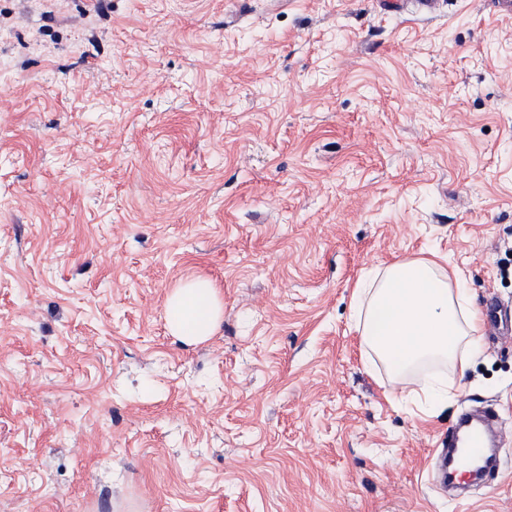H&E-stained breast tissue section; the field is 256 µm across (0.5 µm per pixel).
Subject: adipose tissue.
<instances>
[{"mask_svg":"<svg viewBox=\"0 0 512 512\" xmlns=\"http://www.w3.org/2000/svg\"><path fill=\"white\" fill-rule=\"evenodd\" d=\"M222 314L220 291L206 278L183 281L166 299L168 330L185 343L208 340ZM352 318L363 353L389 373L390 397L411 396L432 411L447 406L480 350L482 314L465 280L447 273L434 257L366 272L354 292ZM430 363L448 365L453 378L413 386L412 374Z\"/></svg>","mask_w":512,"mask_h":512,"instance_id":"obj_1","label":"adipose tissue"}]
</instances>
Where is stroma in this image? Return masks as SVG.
<instances>
[{
	"label": "stroma",
	"mask_w": 512,
	"mask_h": 512,
	"mask_svg": "<svg viewBox=\"0 0 512 512\" xmlns=\"http://www.w3.org/2000/svg\"><path fill=\"white\" fill-rule=\"evenodd\" d=\"M436 3L0 0V512H512V16ZM433 250L483 319L436 413L351 323ZM472 407L499 471L453 499ZM223 314L220 291L202 277L183 281L168 295L165 320L172 336L185 343L206 341L219 329Z\"/></svg>",
	"instance_id": "1"
}]
</instances>
